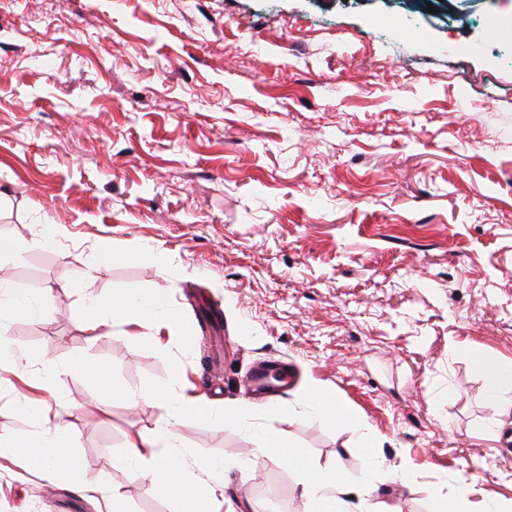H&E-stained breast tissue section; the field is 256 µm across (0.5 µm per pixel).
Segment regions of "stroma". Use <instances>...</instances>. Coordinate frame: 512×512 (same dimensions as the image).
<instances>
[{
	"label": "stroma",
	"mask_w": 512,
	"mask_h": 512,
	"mask_svg": "<svg viewBox=\"0 0 512 512\" xmlns=\"http://www.w3.org/2000/svg\"><path fill=\"white\" fill-rule=\"evenodd\" d=\"M505 29L512 0H0V236L25 245L19 294L66 301L1 320L0 341L60 365L49 402L100 489L0 458V512H183L120 465L161 411L112 388L220 411L263 364L295 382L259 425L369 480L376 512H427L464 482V512L512 505V416L494 421L471 361L512 364ZM155 289L187 335L90 331L86 295ZM314 387L368 445L298 413ZM37 395L0 356V435H31ZM170 427L184 460H237L213 512H306L284 449L199 414Z\"/></svg>",
	"instance_id": "1"
}]
</instances>
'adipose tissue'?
<instances>
[{"instance_id": "ef3b65f1", "label": "adipose tissue", "mask_w": 512, "mask_h": 512, "mask_svg": "<svg viewBox=\"0 0 512 512\" xmlns=\"http://www.w3.org/2000/svg\"><path fill=\"white\" fill-rule=\"evenodd\" d=\"M88 308L92 315V330L103 334L123 323L130 311L135 314L136 326L147 331L170 320L158 292L112 302L93 298ZM474 363L485 379L488 406L496 415L507 414L511 409L503 402L501 392L506 388L512 389V367L480 356ZM145 396L159 405L162 414L154 428L137 432L129 440L128 463L143 472L159 496L188 502L189 512H210V504L226 486L225 481L218 477L223 464L204 456L185 461L169 426L170 417L175 415L210 414V405L203 398H186L168 388L146 391ZM30 409L39 420L38 429L20 446L1 436L0 457L23 453L28 469L49 481L65 475L77 476L80 462L68 450L72 435L60 425L52 424L40 403L31 404ZM289 461L303 475L301 495L308 504V512H349L347 497L353 495L361 499L369 493L368 487L351 484L341 468L317 470L300 451H290Z\"/></svg>"}]
</instances>
